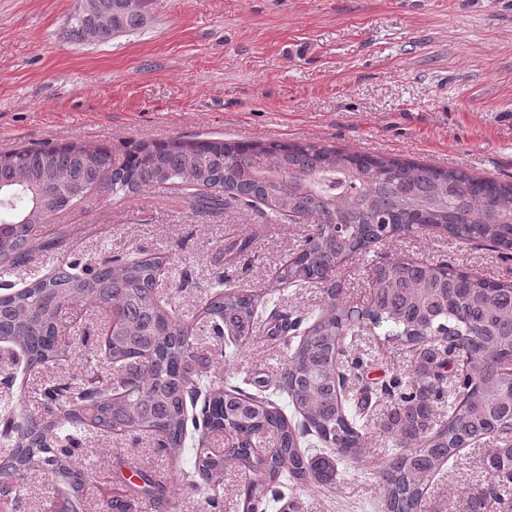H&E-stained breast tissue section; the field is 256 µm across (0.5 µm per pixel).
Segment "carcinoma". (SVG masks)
I'll return each mask as SVG.
<instances>
[{
	"label": "carcinoma",
	"instance_id": "carcinoma-1",
	"mask_svg": "<svg viewBox=\"0 0 512 512\" xmlns=\"http://www.w3.org/2000/svg\"><path fill=\"white\" fill-rule=\"evenodd\" d=\"M132 0H80L68 32L81 43H106L144 24ZM177 186L196 211L231 205L253 209L264 224L304 218L312 224L299 255L282 265L274 287L309 288L351 255L396 232L420 226L442 229L462 243L485 242L512 250V183L315 142L236 141L224 138L139 142L117 161L105 144L68 142L0 153V266H20L37 252L59 250L72 230L39 235L59 213L102 189L125 198L147 189ZM344 226L336 233V225ZM161 261L116 255L94 272L64 263L52 276L0 295V339L20 350L17 364L31 371L65 357L58 327L62 312L84 302L109 312L110 336L102 359L76 386L59 382L43 390L44 417L19 425L17 410L0 411V493L20 472L48 469L69 489L81 486L77 446L86 427L150 432L167 455L179 458L188 429L204 438L232 431L238 446L223 456H195L181 479L205 485L218 509L224 463L250 478L249 512H269L301 486L330 487L338 466L360 448L361 421L381 395H392L383 430L395 447L381 471V512H421L438 472L461 449L500 439L483 460L487 480L460 491L459 512H512V284L472 276L447 263L379 262L372 268L369 307L357 309L328 289L329 303L312 321L275 312L269 335L286 348L276 382L255 375L240 387L215 389L195 370L185 315L161 300ZM202 315L232 347L249 339L267 310L266 298L212 284ZM386 336L417 352L406 381L362 383L349 390L342 365L347 342ZM457 375V405L435 420V403ZM286 397L296 422L274 398ZM264 458L253 448L266 435ZM125 479L119 501L105 512H167L169 491L151 473Z\"/></svg>",
	"mask_w": 512,
	"mask_h": 512
}]
</instances>
